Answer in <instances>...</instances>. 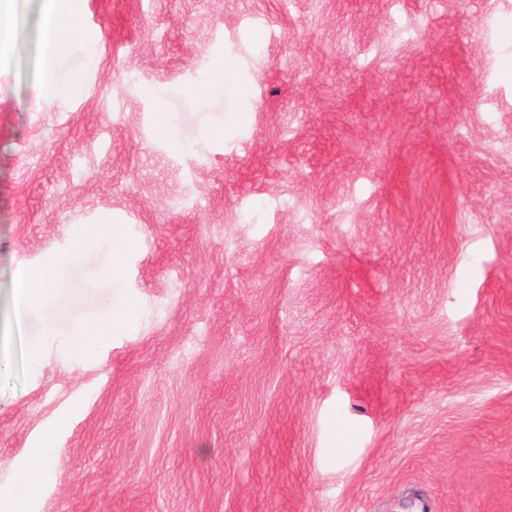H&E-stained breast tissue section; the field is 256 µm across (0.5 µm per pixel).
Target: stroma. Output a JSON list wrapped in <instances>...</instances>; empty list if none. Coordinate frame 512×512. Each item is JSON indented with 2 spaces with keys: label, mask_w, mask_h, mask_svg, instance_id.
<instances>
[{
  "label": "stroma",
  "mask_w": 512,
  "mask_h": 512,
  "mask_svg": "<svg viewBox=\"0 0 512 512\" xmlns=\"http://www.w3.org/2000/svg\"><path fill=\"white\" fill-rule=\"evenodd\" d=\"M42 25L0 55V496L49 432L22 512H512V0H91L38 112ZM106 221L122 278L99 241L49 317L136 313L32 372L18 272ZM81 87L80 78L71 76L61 81L52 71L46 69L39 82L36 108L38 111L66 95H75ZM84 237L88 240L107 239L112 245V262L106 269V275L113 280L121 277L124 254L130 247L120 224H89L84 228Z\"/></svg>",
  "instance_id": "35a3bbf8"
}]
</instances>
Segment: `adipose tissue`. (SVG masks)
<instances>
[{
    "mask_svg": "<svg viewBox=\"0 0 512 512\" xmlns=\"http://www.w3.org/2000/svg\"><path fill=\"white\" fill-rule=\"evenodd\" d=\"M43 38L49 53L59 55L69 47L82 44L86 38L82 26L79 0H43ZM87 258L84 248L66 254L50 255L37 271H21L15 283V315L26 331L27 364L39 370L44 361L45 344L56 334L47 313L55 302L57 288L69 283L75 266ZM136 311L134 305L115 307L104 301L95 320L76 323L70 332V349L82 356L95 352L124 320ZM58 448L51 437H44L28 456L19 475L20 494L0 500V512H20L23 500L37 497L45 472L56 462Z\"/></svg>",
    "mask_w": 512,
    "mask_h": 512,
    "instance_id": "ef3b65f1",
    "label": "adipose tissue"
}]
</instances>
